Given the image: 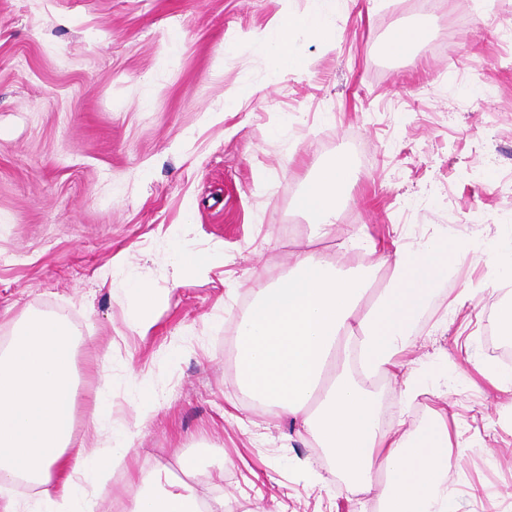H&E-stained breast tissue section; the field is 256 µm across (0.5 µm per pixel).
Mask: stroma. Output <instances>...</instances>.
<instances>
[{
	"label": "stroma",
	"mask_w": 512,
	"mask_h": 512,
	"mask_svg": "<svg viewBox=\"0 0 512 512\" xmlns=\"http://www.w3.org/2000/svg\"><path fill=\"white\" fill-rule=\"evenodd\" d=\"M309 0H0V344L30 311L75 331L73 441L103 448L94 397L140 453L102 489L98 512L130 502V472L221 497L239 512H366L367 494L299 419L258 408L231 355L249 289L287 274L308 217L297 207L321 169L347 159L336 237L322 251L366 267L359 234L406 238L420 226L456 253L465 227L497 229L512 210V0H336V28L297 34L299 74L278 76L256 30ZM427 35L382 60L405 26ZM236 108L224 109L225 97ZM497 158L486 166L487 154ZM208 257L175 265L173 251ZM486 263L452 268L401 354L420 386L379 376L381 413L411 432L454 403L449 477L456 512H512V415L497 368L505 292ZM160 299L146 334L128 313ZM163 391L139 423L142 395ZM223 478L202 481L217 457ZM480 488L470 496L469 486Z\"/></svg>",
	"instance_id": "1"
}]
</instances>
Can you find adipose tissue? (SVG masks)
I'll return each instance as SVG.
<instances>
[{"label": "adipose tissue", "mask_w": 512, "mask_h": 512, "mask_svg": "<svg viewBox=\"0 0 512 512\" xmlns=\"http://www.w3.org/2000/svg\"><path fill=\"white\" fill-rule=\"evenodd\" d=\"M328 0L253 32L277 74L297 73L295 32L319 35L336 26ZM347 162L328 166L298 201L312 218L310 239L336 236V206ZM463 256H493L486 283H512V236L475 234ZM388 268L385 287L369 290L361 274L344 275L323 253L293 254V277L253 292L237 330L238 386L258 403L300 417L305 433L345 471L349 488L372 492L373 467L385 469L386 512H455L448 482L452 410L436 411L416 435L382 427L371 386L396 367L410 326L451 263L448 239L433 233L412 246L391 241L373 264ZM0 349V512H96L99 488L125 463L135 435L111 432L104 451L71 441V405L78 394L72 370L74 331L63 317L31 311L13 324ZM36 488L19 502L17 481ZM130 512H198L192 487L155 472L133 479Z\"/></svg>", "instance_id": "ef3b65f1"}]
</instances>
